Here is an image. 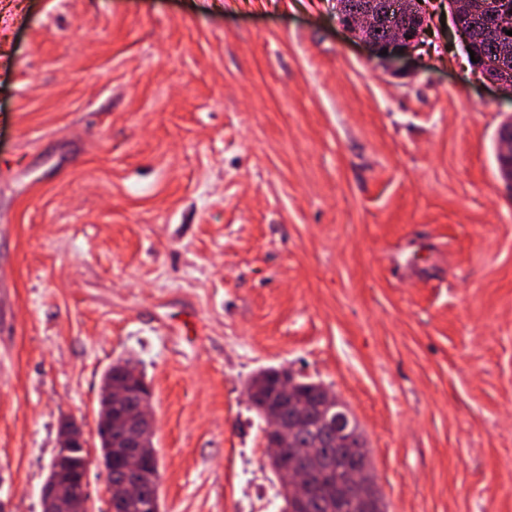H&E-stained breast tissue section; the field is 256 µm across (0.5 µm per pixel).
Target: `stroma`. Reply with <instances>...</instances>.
Listing matches in <instances>:
<instances>
[{
  "label": "stroma",
  "mask_w": 512,
  "mask_h": 512,
  "mask_svg": "<svg viewBox=\"0 0 512 512\" xmlns=\"http://www.w3.org/2000/svg\"><path fill=\"white\" fill-rule=\"evenodd\" d=\"M446 0L412 77L333 0H0V512L152 392L161 512H279L259 370L356 415L386 512H512V95ZM496 159L499 171L512 186V115L498 129Z\"/></svg>",
  "instance_id": "35a3bbf8"
}]
</instances>
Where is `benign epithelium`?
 <instances>
[{
	"mask_svg": "<svg viewBox=\"0 0 512 512\" xmlns=\"http://www.w3.org/2000/svg\"><path fill=\"white\" fill-rule=\"evenodd\" d=\"M420 2L422 0H386L384 10L378 13L373 8V0H360L357 13L352 17L341 16V22L354 38L369 48L372 57L381 65L393 74L406 75L411 71L427 29L426 14ZM448 10L455 18L466 14L480 16L501 33L512 31V0H448ZM378 27L387 31L383 40H376L371 35V31ZM384 50L387 51L385 56L381 55ZM496 159L502 177L512 184V115L498 129ZM277 378L284 396L294 398L298 383L293 374L281 368ZM318 393L321 404L316 417L301 404L265 412V444L269 458L279 464V476L287 490L288 503L282 512H298L307 488V472L298 462L288 458V454L296 452L298 433L315 418L316 427L339 445L356 426L351 411L327 387L319 386ZM133 396L137 397L133 414L140 429L128 434L130 447L124 449L120 459L127 478L117 487L112 483V467L103 469L108 492L117 488L127 497L140 493L139 474L147 460L157 456L156 449L149 444L155 434L150 410L152 393L148 386L140 385L138 371L130 372L123 383H109L101 388L96 420V431L107 430L112 426V405L125 404ZM57 433L58 451L51 474L42 487L41 501L49 512H90L87 493L89 460L83 458L80 466L75 468L70 459L71 449L87 447L82 425L70 417H63Z\"/></svg>",
	"mask_w": 512,
	"mask_h": 512,
	"instance_id": "7a95c632",
	"label": "benign epithelium"
}]
</instances>
